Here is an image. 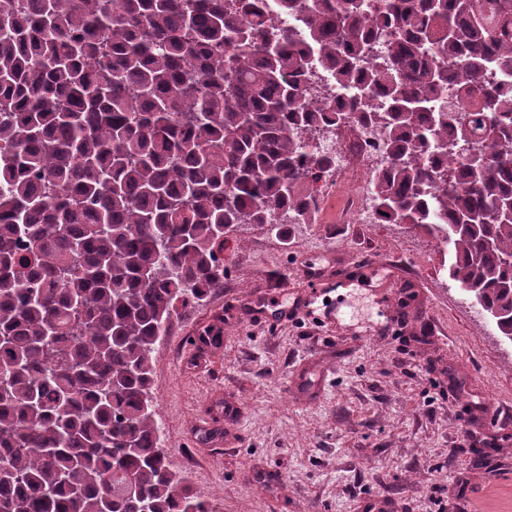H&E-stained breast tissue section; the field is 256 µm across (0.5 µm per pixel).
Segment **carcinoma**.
<instances>
[{
  "mask_svg": "<svg viewBox=\"0 0 512 512\" xmlns=\"http://www.w3.org/2000/svg\"><path fill=\"white\" fill-rule=\"evenodd\" d=\"M491 55L512 71V0H0V512H210L163 448L157 345L224 286V233L312 223L344 128L379 130L375 211L444 234L512 341Z\"/></svg>",
  "mask_w": 512,
  "mask_h": 512,
  "instance_id": "1",
  "label": "carcinoma"
}]
</instances>
